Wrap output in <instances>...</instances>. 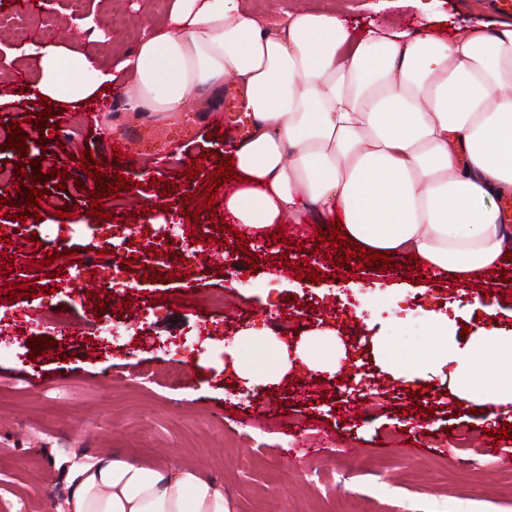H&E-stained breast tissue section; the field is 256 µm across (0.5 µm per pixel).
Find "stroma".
<instances>
[{
  "label": "stroma",
  "mask_w": 512,
  "mask_h": 512,
  "mask_svg": "<svg viewBox=\"0 0 512 512\" xmlns=\"http://www.w3.org/2000/svg\"><path fill=\"white\" fill-rule=\"evenodd\" d=\"M75 0H59L50 24L53 41L86 43L92 19L112 17L102 62L115 68V86L127 77L117 71L120 56L145 34L146 20L162 19L171 0H92V19L74 17ZM333 8L353 24L417 27L425 17L444 16L454 28L504 18L496 0H333ZM239 84L225 80L218 91L193 98L188 121L158 123L123 112L117 96L97 108L72 115L61 146L43 155L38 168L48 173L49 193L35 209L40 220L17 221L18 207H0V254L13 256L0 268V512H49L52 499L65 495V472L77 451L92 456L103 451L153 464H190L224 484L232 512H340L336 493L345 481L361 512H512V441H495L484 432L482 414L455 411L448 385L436 382L419 391L380 373L368 353L371 322L387 321V350L405 360L426 352L436 339L421 320L422 311L459 304L460 321L473 325L474 301L512 309V262L504 264L506 280L483 279L468 286L438 281L426 291L409 290L401 306L408 317L398 320L385 309L388 286L415 281L408 255L395 256V268L374 272L357 260L333 265L334 250L320 251L316 237L302 225L289 224L283 243L253 241V264L238 253L232 232H219L218 213L207 226L209 239L198 245L189 238L194 220H186L185 235L159 239L155 231L125 237L122 218L150 212L163 218L164 206L183 207L185 187H197L187 168L200 160L206 171L217 170L227 147L211 138L210 115L224 111L227 96ZM19 84L0 98V161L16 160L6 148L12 121H24L26 137L41 133L27 121L43 106L28 103L18 109ZM118 124L125 136L146 134L142 152L115 160L108 148L106 126ZM93 151L96 161L115 164L125 178L147 170L156 178L175 180L177 192L161 196L155 188L131 186L121 196L105 200V218L78 215L70 227L56 216L58 208L85 203L96 183L79 167L81 151ZM66 169L60 182L51 169ZM63 234L69 250L85 254L86 273L71 287L62 260L37 269L48 250L33 243V235ZM116 243L112 257L129 261L131 288L103 291L96 276V255ZM167 252L166 260L150 264L148 248ZM287 265H280V255ZM186 260L188 272L171 277L173 262ZM242 264L244 278L227 282V261ZM318 270L322 280H297L298 266ZM152 267L157 281L145 279ZM274 276L280 289L271 305H263L258 287ZM29 282L33 298L9 301L8 288ZM224 294V305L198 309V296ZM107 302L97 313L95 302ZM264 322L276 338H299L323 322L349 342L335 380L307 369L264 388L245 387L224 368V350L240 347L238 334ZM114 336H106L104 326ZM46 337L52 347L31 358L29 337ZM244 358L253 350L240 347ZM178 362L182 377L170 382L166 370ZM41 369V385H30V368ZM357 379L358 391L339 396L337 383ZM417 412H409L410 402ZM469 434L470 447L456 445L458 432Z\"/></svg>",
  "instance_id": "1"
}]
</instances>
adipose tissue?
Instances as JSON below:
<instances>
[{
	"mask_svg": "<svg viewBox=\"0 0 512 512\" xmlns=\"http://www.w3.org/2000/svg\"><path fill=\"white\" fill-rule=\"evenodd\" d=\"M32 96L77 108L113 80L88 47L33 49ZM124 111L176 119L194 92L242 86L250 130L230 144L234 190L224 209L263 230L284 217L340 222L343 236L379 254L409 253L443 277L483 276L512 244L500 203L512 196V21L443 34L348 26L334 11L289 16L271 33L240 0H172L166 19L125 53ZM437 342L400 363L371 336L381 372L406 383L445 375L459 401L512 405V327L482 323L460 335L448 314L424 313ZM242 337L269 358L233 357L253 386L296 366L335 373L345 356L334 330L290 345L257 324ZM502 375L497 385L485 376ZM66 512H231L224 487L188 465H150L118 453L74 456Z\"/></svg>",
	"mask_w": 512,
	"mask_h": 512,
	"instance_id": "adipose-tissue-1",
	"label": "adipose tissue"
}]
</instances>
